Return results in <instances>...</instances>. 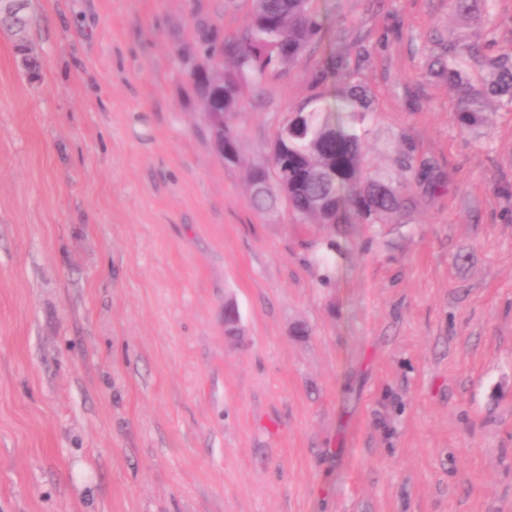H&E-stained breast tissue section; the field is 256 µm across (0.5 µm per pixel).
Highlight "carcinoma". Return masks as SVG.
<instances>
[{
	"label": "carcinoma",
	"mask_w": 512,
	"mask_h": 512,
	"mask_svg": "<svg viewBox=\"0 0 512 512\" xmlns=\"http://www.w3.org/2000/svg\"><path fill=\"white\" fill-rule=\"evenodd\" d=\"M250 10L241 34L231 40H214L206 51L215 57L229 55L233 67L224 78L210 81L191 76L198 98L214 113L212 135L224 136V152L238 156L239 133L226 116L237 112L249 89L269 77L283 76L322 32L315 0H249ZM467 56L488 68L475 86ZM329 73L349 84L343 103L331 108L298 109L277 131L266 164L254 168L250 182L269 180L265 189L252 188L255 207L266 209L284 201L297 217H312L320 224H375L384 215L405 206L403 188L414 169L413 158L404 157L398 180L368 172L364 164L363 138L367 100L365 90L351 83V75L331 67ZM436 75L455 87L458 101L453 113L462 130L481 127L489 100L512 105V49L504 48L489 59L476 44L459 51L448 48V59L438 61Z\"/></svg>",
	"instance_id": "obj_1"
}]
</instances>
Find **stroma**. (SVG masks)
Masks as SVG:
<instances>
[{
	"instance_id": "35a3bbf8",
	"label": "stroma",
	"mask_w": 512,
	"mask_h": 512,
	"mask_svg": "<svg viewBox=\"0 0 512 512\" xmlns=\"http://www.w3.org/2000/svg\"><path fill=\"white\" fill-rule=\"evenodd\" d=\"M316 6L233 163L190 71L247 0H27L34 77L0 29V512H512V105L460 131L431 71L512 0ZM333 63L367 168L414 159L377 224L251 204Z\"/></svg>"
}]
</instances>
